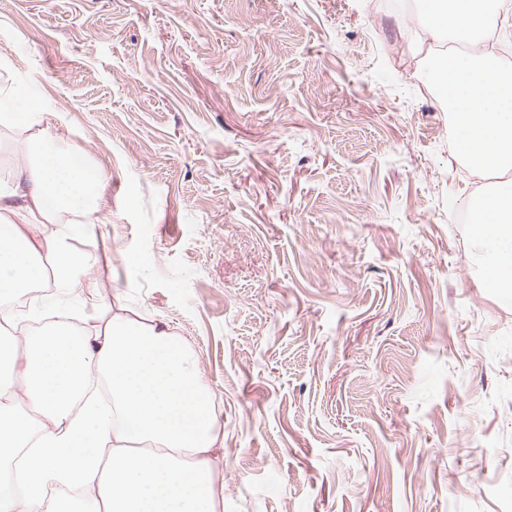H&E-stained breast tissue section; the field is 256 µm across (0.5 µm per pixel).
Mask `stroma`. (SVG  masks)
Listing matches in <instances>:
<instances>
[{"instance_id": "1", "label": "stroma", "mask_w": 512, "mask_h": 512, "mask_svg": "<svg viewBox=\"0 0 512 512\" xmlns=\"http://www.w3.org/2000/svg\"><path fill=\"white\" fill-rule=\"evenodd\" d=\"M416 24L375 0H0L44 135L109 179L62 316L186 344L223 512H512V307L448 219L480 182Z\"/></svg>"}]
</instances>
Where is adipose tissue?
<instances>
[{"label": "adipose tissue", "instance_id": "obj_1", "mask_svg": "<svg viewBox=\"0 0 512 512\" xmlns=\"http://www.w3.org/2000/svg\"><path fill=\"white\" fill-rule=\"evenodd\" d=\"M36 165L18 167L0 187V298L40 283L54 269L60 295L76 290L89 258L69 231L33 243L18 219L104 222L108 178L77 166L61 137L36 135ZM21 367L0 382V512H219L213 451L219 440L210 394L188 349L167 326L115 317L91 334L66 322L25 336H0V367ZM104 382L109 406L86 398ZM25 404L26 415L16 411ZM46 420L32 436L29 417Z\"/></svg>", "mask_w": 512, "mask_h": 512}]
</instances>
